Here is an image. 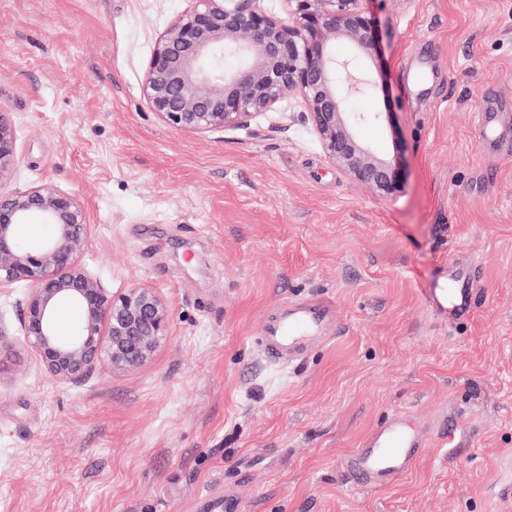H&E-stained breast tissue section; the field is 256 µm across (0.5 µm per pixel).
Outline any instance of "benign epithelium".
Instances as JSON below:
<instances>
[{
	"label": "benign epithelium",
	"instance_id": "benign-epithelium-1",
	"mask_svg": "<svg viewBox=\"0 0 512 512\" xmlns=\"http://www.w3.org/2000/svg\"><path fill=\"white\" fill-rule=\"evenodd\" d=\"M364 0H288L291 17L270 16L261 0H190L156 40L142 87L149 107L186 132L223 130L295 95L304 104L330 162L352 179L391 197L402 168L362 139L380 112H356L352 101L370 85L362 58L375 50ZM350 54L338 57L336 40ZM14 135L0 111V179L13 163ZM36 216L49 233L21 241L17 228ZM89 224L80 201L51 186L0 191V288L24 282L21 330L52 378L80 383L99 365L134 368L167 335L169 315L157 295L132 287L114 295L80 262ZM65 302L81 320L59 334Z\"/></svg>",
	"mask_w": 512,
	"mask_h": 512
}]
</instances>
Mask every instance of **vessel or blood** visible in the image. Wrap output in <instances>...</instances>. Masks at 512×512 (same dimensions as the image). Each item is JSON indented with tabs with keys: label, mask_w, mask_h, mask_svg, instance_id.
<instances>
[{
	"label": "vessel or blood",
	"mask_w": 512,
	"mask_h": 512,
	"mask_svg": "<svg viewBox=\"0 0 512 512\" xmlns=\"http://www.w3.org/2000/svg\"><path fill=\"white\" fill-rule=\"evenodd\" d=\"M471 277L466 269L448 267V285L428 291L430 304L450 319L472 312ZM334 318L332 307L318 300L288 301L267 318L257 342L268 361L288 363L299 359L308 345L320 339ZM425 446L424 433L414 428L404 413H395L372 431L344 462L347 474L371 487H383L405 475Z\"/></svg>",
	"instance_id": "obj_1"
}]
</instances>
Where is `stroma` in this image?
I'll use <instances>...</instances> for the list:
<instances>
[{"label": "stroma", "instance_id": "1", "mask_svg": "<svg viewBox=\"0 0 512 512\" xmlns=\"http://www.w3.org/2000/svg\"><path fill=\"white\" fill-rule=\"evenodd\" d=\"M187 6L0 0V183L77 195L83 263L170 316L145 364L70 384L21 336L27 284L0 290V512H512V0H365L359 106L388 118L361 136L405 162L391 198L328 161L299 97L207 134L161 121L144 74ZM452 263L476 277L455 325L424 295ZM310 298L334 339L270 364L265 319ZM397 411L425 447L367 487L341 462ZM15 153L14 135L5 119V112L0 110V178L13 163Z\"/></svg>", "mask_w": 512, "mask_h": 512}]
</instances>
